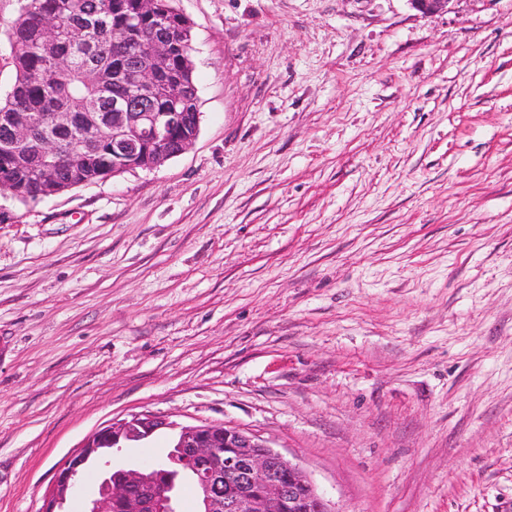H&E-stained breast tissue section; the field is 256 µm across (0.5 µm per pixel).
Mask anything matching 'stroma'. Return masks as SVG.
Listing matches in <instances>:
<instances>
[{"label": "stroma", "instance_id": "1", "mask_svg": "<svg viewBox=\"0 0 512 512\" xmlns=\"http://www.w3.org/2000/svg\"><path fill=\"white\" fill-rule=\"evenodd\" d=\"M172 5L194 143L0 197V512L141 412L333 512H512V0Z\"/></svg>", "mask_w": 512, "mask_h": 512}]
</instances>
